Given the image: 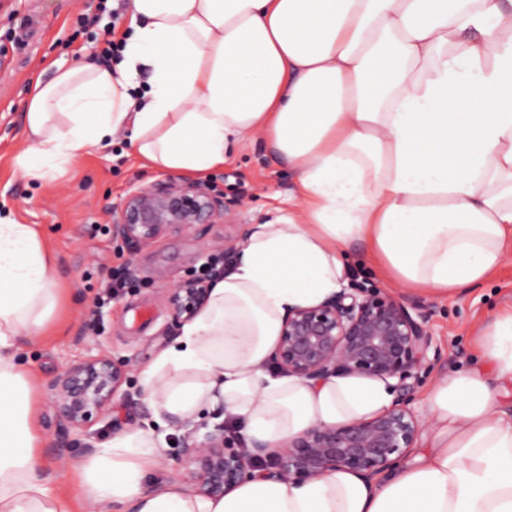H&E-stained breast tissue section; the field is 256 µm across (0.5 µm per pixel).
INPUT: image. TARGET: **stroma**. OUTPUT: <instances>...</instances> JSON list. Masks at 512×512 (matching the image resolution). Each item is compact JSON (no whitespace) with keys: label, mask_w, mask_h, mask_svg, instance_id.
<instances>
[{"label":"stroma","mask_w":512,"mask_h":512,"mask_svg":"<svg viewBox=\"0 0 512 512\" xmlns=\"http://www.w3.org/2000/svg\"><path fill=\"white\" fill-rule=\"evenodd\" d=\"M91 0H0V36L12 40L0 53V216L32 224L52 248L60 304L44 336L28 342L21 360L34 375L37 397L35 422L43 437L39 450L44 475L58 491L76 497L73 478L66 472L77 455L57 459L51 452L59 435L50 381L66 362L97 347L113 358L127 359L131 371L125 385L130 399H115L108 415L91 427L94 447L132 428L153 424V410L142 396L141 370L172 344L181 331L165 304L169 286L196 274L205 262V239L223 238L224 227L215 224L206 235L183 229L162 235L134 250L112 238V208L135 185L164 178L163 170L144 165L127 140L84 153L63 173L44 181L25 177L15 165L23 148V113L35 78L50 79L57 67L79 61L100 63L106 31L122 35L129 10L121 0L118 16L102 14L97 27L84 29L78 17ZM207 183L224 190L228 199L243 201L241 220L258 224L270 216H288V199L296 177L264 135H254L233 148L224 167L210 171ZM347 285L401 291L384 278L367 256L362 243L348 248ZM135 264L130 287L106 306L97 297L112 273ZM407 298L429 316V329L440 349L417 393L425 395L434 380L460 366L476 363L471 338L496 314L512 308V257L505 259L485 281L463 287L453 297L441 298L415 291ZM164 448L157 465L143 480L156 491L181 476L185 448L183 424L168 421L163 428Z\"/></svg>","instance_id":"35a3bbf8"}]
</instances>
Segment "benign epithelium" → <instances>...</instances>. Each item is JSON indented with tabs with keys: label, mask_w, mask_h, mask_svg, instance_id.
I'll use <instances>...</instances> for the list:
<instances>
[{
	"label": "benign epithelium",
	"mask_w": 512,
	"mask_h": 512,
	"mask_svg": "<svg viewBox=\"0 0 512 512\" xmlns=\"http://www.w3.org/2000/svg\"><path fill=\"white\" fill-rule=\"evenodd\" d=\"M237 207L210 184L169 176L133 187L112 208V237L142 246L173 226L224 223L239 226L243 238L247 229ZM212 285L195 275L175 282L166 297L173 318H194L207 305ZM430 353L438 356L427 316L402 295L342 288L318 305L288 311L269 357L280 372L306 382L343 374L392 380L397 392L392 406L355 423L311 426L276 450L241 445L217 424L203 441L186 446L183 481L200 495L219 499L256 473L306 482L336 470L366 478L397 471L421 432L414 389ZM128 372L129 363L99 352L70 362L51 380L60 430L56 457L93 451L83 438L112 407Z\"/></svg>",
	"instance_id": "obj_1"
}]
</instances>
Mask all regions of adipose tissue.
<instances>
[{
    "label": "adipose tissue",
    "instance_id": "adipose-tissue-1",
    "mask_svg": "<svg viewBox=\"0 0 512 512\" xmlns=\"http://www.w3.org/2000/svg\"><path fill=\"white\" fill-rule=\"evenodd\" d=\"M116 65L36 81L22 173L44 180L125 134L146 164L188 176L264 134L296 174L287 221L251 227L207 306L142 371L155 420L223 409L247 442L280 447L314 424L371 418L378 379L307 383L269 372L282 319L345 282L346 249L442 296L512 255V0H131ZM59 303L53 253L0 221V512H73L41 476L35 387L20 350ZM484 368L436 379L424 451L366 480L251 478L215 500L173 482L142 488L161 452L136 429L77 470L89 512H512V310L472 338Z\"/></svg>",
    "mask_w": 512,
    "mask_h": 512
}]
</instances>
